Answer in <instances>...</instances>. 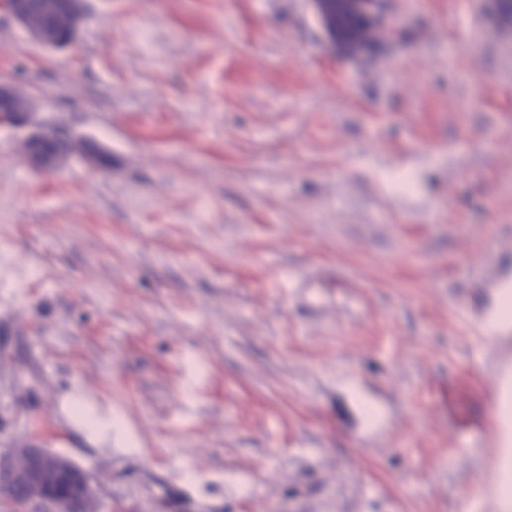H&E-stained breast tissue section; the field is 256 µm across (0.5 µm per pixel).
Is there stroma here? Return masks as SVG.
I'll use <instances>...</instances> for the list:
<instances>
[{"mask_svg":"<svg viewBox=\"0 0 512 512\" xmlns=\"http://www.w3.org/2000/svg\"><path fill=\"white\" fill-rule=\"evenodd\" d=\"M84 8L63 50L0 13V81L112 152L0 133V448L114 512H500L512 16L382 0L354 51L313 0ZM72 151H79L82 157L98 169H108L112 166V153L104 146L88 138L72 137ZM509 282V283H508ZM492 294L485 325L493 335L512 332V279Z\"/></svg>","mask_w":512,"mask_h":512,"instance_id":"1","label":"stroma"}]
</instances>
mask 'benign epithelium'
Listing matches in <instances>:
<instances>
[{
    "mask_svg": "<svg viewBox=\"0 0 512 512\" xmlns=\"http://www.w3.org/2000/svg\"><path fill=\"white\" fill-rule=\"evenodd\" d=\"M29 0H0V12L11 15L35 40L46 48L62 49L77 39L82 20L80 0H59L65 17L62 24L50 26L36 22L28 7ZM328 30L354 48L369 41L376 27L374 6L378 0H315ZM8 129L22 136L29 162L41 170L54 168L60 156L53 141L50 124L34 117L30 102L7 83L0 82V130ZM71 149L98 169L112 166V153L88 138H72ZM24 453L33 461L25 478L26 493L22 512H69L70 503L95 494L89 474L76 463L48 448H3L0 450V493L16 488L14 456Z\"/></svg>",
    "mask_w": 512,
    "mask_h": 512,
    "instance_id": "1",
    "label": "benign epithelium"
}]
</instances>
